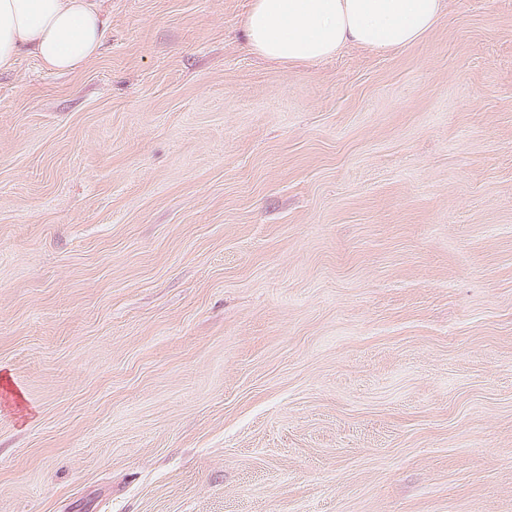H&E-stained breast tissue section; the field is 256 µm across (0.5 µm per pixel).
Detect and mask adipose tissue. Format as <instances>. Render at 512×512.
<instances>
[{"mask_svg":"<svg viewBox=\"0 0 512 512\" xmlns=\"http://www.w3.org/2000/svg\"><path fill=\"white\" fill-rule=\"evenodd\" d=\"M442 10V0H253L243 29L265 59L315 62L350 44L376 52L412 46ZM106 23L96 0H0V72L24 52L52 72L78 71L98 54Z\"/></svg>","mask_w":512,"mask_h":512,"instance_id":"obj_1","label":"adipose tissue"}]
</instances>
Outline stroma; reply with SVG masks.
Segmentation results:
<instances>
[{"instance_id":"1","label":"stroma","mask_w":512,"mask_h":512,"mask_svg":"<svg viewBox=\"0 0 512 512\" xmlns=\"http://www.w3.org/2000/svg\"><path fill=\"white\" fill-rule=\"evenodd\" d=\"M251 2L0 73V512H512V0L294 66Z\"/></svg>"}]
</instances>
